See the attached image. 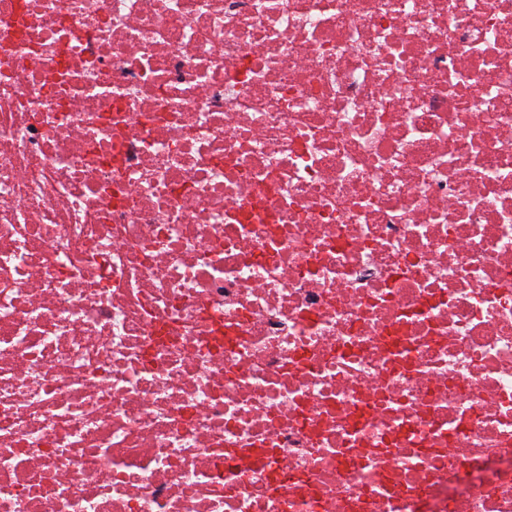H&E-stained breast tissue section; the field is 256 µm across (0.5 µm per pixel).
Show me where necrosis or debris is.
<instances>
[{"label": "necrosis or debris", "mask_w": 512, "mask_h": 512, "mask_svg": "<svg viewBox=\"0 0 512 512\" xmlns=\"http://www.w3.org/2000/svg\"><path fill=\"white\" fill-rule=\"evenodd\" d=\"M0 512H512V0H0Z\"/></svg>", "instance_id": "1"}]
</instances>
